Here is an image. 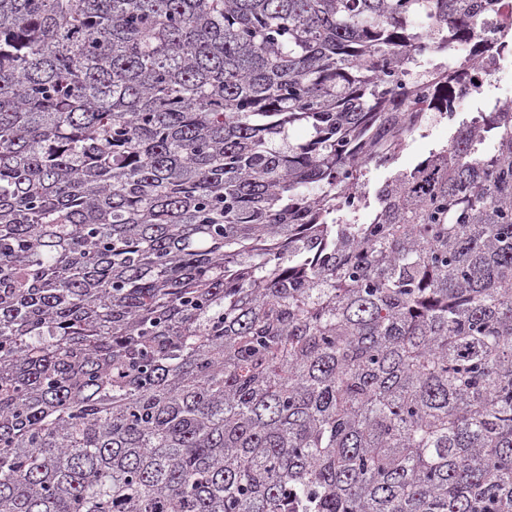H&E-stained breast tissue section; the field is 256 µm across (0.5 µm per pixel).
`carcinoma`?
Listing matches in <instances>:
<instances>
[{
	"mask_svg": "<svg viewBox=\"0 0 512 512\" xmlns=\"http://www.w3.org/2000/svg\"><path fill=\"white\" fill-rule=\"evenodd\" d=\"M491 2L0 0V512H512ZM502 32L498 12L486 13L477 36L478 43L486 47L484 53L476 57L470 45L453 47V67L468 71L470 80L453 88L448 110H440L442 114L428 123L429 132L438 126L448 127L459 112H482L486 104L500 109L512 102V94L506 88L512 80V55L499 52ZM416 139L415 136L411 138ZM448 140V129H434L428 138H417L412 144L399 156L397 162L392 166L398 169L412 167L421 157L428 154L433 143L445 142ZM392 167L390 169H392ZM390 169L381 167L372 169L370 179L372 184L381 183L390 173Z\"/></svg>",
	"mask_w": 512,
	"mask_h": 512,
	"instance_id": "cac0c4a2",
	"label": "carcinoma"
}]
</instances>
